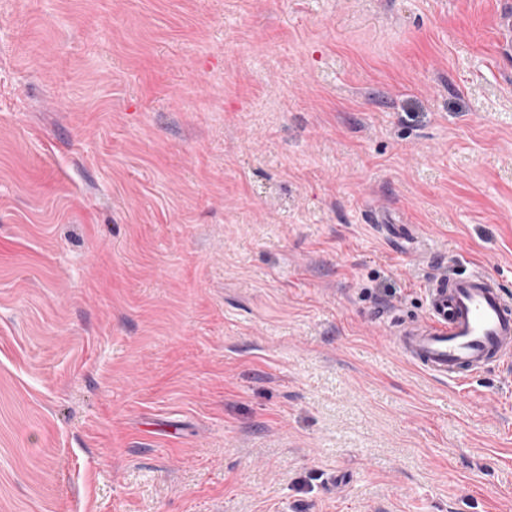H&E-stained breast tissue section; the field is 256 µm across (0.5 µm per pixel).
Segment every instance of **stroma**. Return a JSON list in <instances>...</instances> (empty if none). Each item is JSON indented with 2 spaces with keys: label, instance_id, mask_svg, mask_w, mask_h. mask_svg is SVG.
<instances>
[{
  "label": "stroma",
  "instance_id": "35a3bbf8",
  "mask_svg": "<svg viewBox=\"0 0 512 512\" xmlns=\"http://www.w3.org/2000/svg\"><path fill=\"white\" fill-rule=\"evenodd\" d=\"M511 6L0 0V512H512ZM426 300V318L400 324L393 341L425 373L460 380L511 358L512 300L488 275L434 277Z\"/></svg>",
  "mask_w": 512,
  "mask_h": 512
}]
</instances>
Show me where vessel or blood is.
Wrapping results in <instances>:
<instances>
[{"label":"vessel or blood","mask_w":512,"mask_h":512,"mask_svg":"<svg viewBox=\"0 0 512 512\" xmlns=\"http://www.w3.org/2000/svg\"><path fill=\"white\" fill-rule=\"evenodd\" d=\"M427 316L401 324L400 352L435 378L458 380L512 357V297L481 271L437 276Z\"/></svg>","instance_id":"vessel-or-blood-1"}]
</instances>
